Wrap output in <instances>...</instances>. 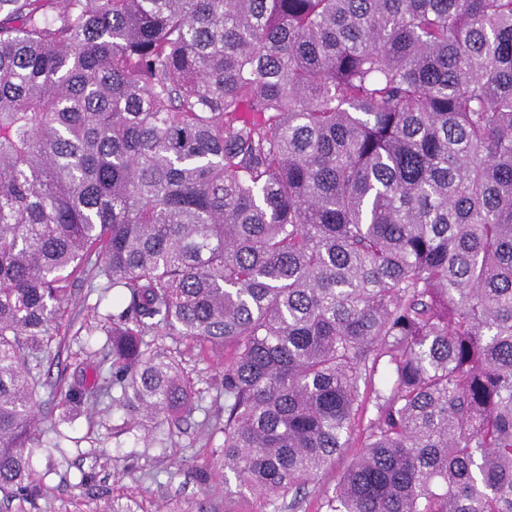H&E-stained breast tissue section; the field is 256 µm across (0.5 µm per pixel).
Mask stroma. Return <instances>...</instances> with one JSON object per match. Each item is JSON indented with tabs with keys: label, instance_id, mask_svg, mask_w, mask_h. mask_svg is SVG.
I'll list each match as a JSON object with an SVG mask.
<instances>
[{
	"label": "stroma",
	"instance_id": "1",
	"mask_svg": "<svg viewBox=\"0 0 512 512\" xmlns=\"http://www.w3.org/2000/svg\"><path fill=\"white\" fill-rule=\"evenodd\" d=\"M111 310V297L73 287L63 319L68 332L52 341V354L39 367L45 386L37 400L47 411L42 436L59 438L60 445L32 455V468L44 484L38 510L16 496L0 500V512H292L285 501L262 509L248 492L225 489L224 437L201 427L202 413L148 446L130 436L113 438L112 427L121 418L112 412L109 398L84 412L62 413L51 385L70 380L80 367H93L94 353L105 340L98 323ZM154 342L164 352L181 353L197 389L218 379L221 354L187 352L185 342L168 336ZM202 470L211 472L210 484L200 483Z\"/></svg>",
	"mask_w": 512,
	"mask_h": 512
}]
</instances>
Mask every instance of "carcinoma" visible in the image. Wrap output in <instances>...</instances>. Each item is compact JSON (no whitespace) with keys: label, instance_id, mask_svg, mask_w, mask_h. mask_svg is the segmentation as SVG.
<instances>
[{"label":"carcinoma","instance_id":"obj_1","mask_svg":"<svg viewBox=\"0 0 512 512\" xmlns=\"http://www.w3.org/2000/svg\"><path fill=\"white\" fill-rule=\"evenodd\" d=\"M115 292L112 436L201 410L224 474L328 512H512V0H0V493L37 364ZM227 353L208 407L182 357ZM359 449L360 448L356 442L353 448H346L345 452L336 460V464L334 466L320 475L316 481L310 483L300 494L302 498L300 508H297L294 511L288 509L289 501L292 498V494H289L284 501L279 499L266 506L263 512H326L327 508L324 506V491L328 487L333 486L336 482L337 475L343 470L351 457Z\"/></svg>","mask_w":512,"mask_h":512}]
</instances>
